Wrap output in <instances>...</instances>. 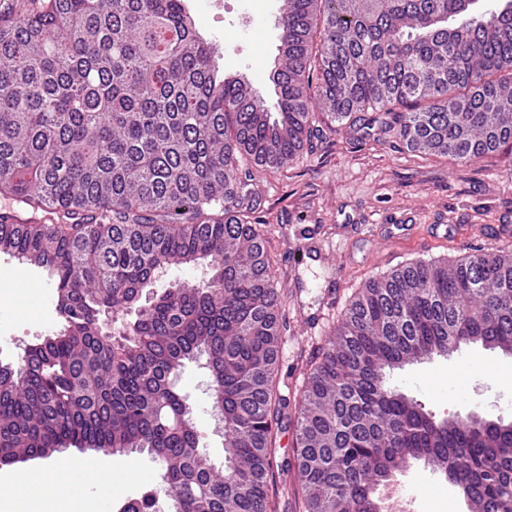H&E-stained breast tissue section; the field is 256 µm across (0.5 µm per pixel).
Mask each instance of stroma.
I'll return each instance as SVG.
<instances>
[{"instance_id":"1","label":"stroma","mask_w":512,"mask_h":512,"mask_svg":"<svg viewBox=\"0 0 512 512\" xmlns=\"http://www.w3.org/2000/svg\"><path fill=\"white\" fill-rule=\"evenodd\" d=\"M250 5L251 30L235 22ZM197 31L213 42L225 75L245 76L266 106L276 95L272 72L278 61L282 0H186ZM253 206L262 220L277 277L285 324L279 388L293 395L306 379L312 357L336 325L351 297L368 278L417 259H455L512 250L499 234L503 212H512V153L497 151L472 164L409 151L400 143L357 127L320 135L287 168L252 170ZM332 245L327 263L309 244ZM0 285L13 306L0 305V362L14 363L26 347L58 329L54 279L46 269L0 255ZM390 386L419 401L436 417L512 422V355L479 343L461 345L391 370ZM178 388L186 397L201 443L215 465L224 463V437L217 432L206 372L186 363ZM119 476L111 501L89 489L98 512H120L130 500L157 489L159 470L150 455L104 458ZM135 469L137 478L127 476ZM419 499L421 512H470L466 499L424 461L396 473Z\"/></svg>"}]
</instances>
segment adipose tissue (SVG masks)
<instances>
[{
  "label": "adipose tissue",
  "instance_id": "ef3b65f1",
  "mask_svg": "<svg viewBox=\"0 0 512 512\" xmlns=\"http://www.w3.org/2000/svg\"><path fill=\"white\" fill-rule=\"evenodd\" d=\"M88 484L97 485L102 498H111V467L94 458H56L35 470H17L0 477V512H93L83 496Z\"/></svg>",
  "mask_w": 512,
  "mask_h": 512
}]
</instances>
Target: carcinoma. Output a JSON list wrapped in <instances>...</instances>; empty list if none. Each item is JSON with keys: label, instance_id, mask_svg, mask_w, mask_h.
Wrapping results in <instances>:
<instances>
[{"label": "carcinoma", "instance_id": "cac0c4a2", "mask_svg": "<svg viewBox=\"0 0 512 512\" xmlns=\"http://www.w3.org/2000/svg\"><path fill=\"white\" fill-rule=\"evenodd\" d=\"M476 0H283L276 111L226 77L185 0H16L0 11V254L47 269L61 327L0 363V465L64 448L146 451L168 512H271L296 470L303 512H375L413 460L471 512H512V427L436 419L386 372L480 342L512 354V253L417 260L370 279L294 400L278 388L283 311L251 167L361 122L468 165L512 149V8ZM202 266L142 305L171 266ZM135 311L114 335L104 317ZM206 356L224 468L187 399ZM295 410L293 464L276 463ZM126 512H158L156 494Z\"/></svg>", "mask_w": 512, "mask_h": 512}]
</instances>
